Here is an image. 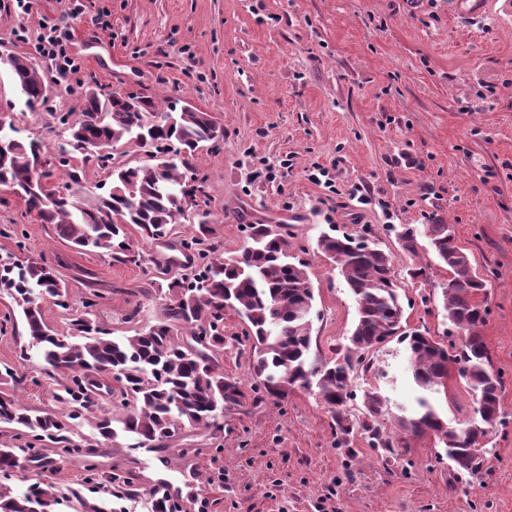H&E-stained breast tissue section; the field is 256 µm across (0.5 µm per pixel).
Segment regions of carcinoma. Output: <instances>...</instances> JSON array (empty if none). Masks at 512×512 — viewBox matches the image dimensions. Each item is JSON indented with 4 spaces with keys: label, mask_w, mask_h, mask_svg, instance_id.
<instances>
[{
    "label": "carcinoma",
    "mask_w": 512,
    "mask_h": 512,
    "mask_svg": "<svg viewBox=\"0 0 512 512\" xmlns=\"http://www.w3.org/2000/svg\"><path fill=\"white\" fill-rule=\"evenodd\" d=\"M14 71L22 78L20 93L26 104L45 99L47 88L31 59L15 57ZM57 120L66 145L80 152L86 162L101 150L112 156V146L127 140L136 143L152 163L112 170L108 194L91 206L80 207L71 196L51 190L48 180L61 175L78 185L82 169L70 161L38 164L35 155L42 148L16 139L7 156L0 158V186L20 195L29 210L37 212L44 223L55 225L58 235L77 249L105 251L124 264L141 260L128 241L127 227L135 226L146 241H168L172 225L179 222L198 191L197 186L187 184L183 170L192 167L204 144L224 136V129L216 126L208 112H182L176 101L164 111L146 94L130 103L116 91L103 95L93 88L86 91L85 109L78 121L70 122L66 113ZM247 230V244L228 258L198 252V245L211 232L203 222L193 236L176 243L178 250L197 257L203 271L170 282L158 322L123 338L109 337L88 313L73 320L78 340L54 333L39 305L48 296L67 307L53 268L30 261L15 272L0 263V285L13 290L21 301L30 343L39 350L42 368L62 379V400L69 407L63 418L36 415L3 394L0 422L27 428L34 432V440L78 455L81 449L67 435L66 419L83 416L96 387L94 376L108 373L120 382L115 402L126 412L119 417L107 412L98 416L99 434L113 438L122 431L133 436L140 448L163 447L185 429L209 428L228 408L245 407L253 394L280 396L295 386L314 384L331 413L336 447L356 453L352 443L358 435L380 454L394 455L395 441L385 422L386 399L377 389L364 390L361 416L353 419L347 414V403L354 398L352 375L372 371L369 353L381 337L388 336L407 343L419 388L433 391L444 385L451 362L474 399L473 416L451 425L421 395L414 414L396 418L395 427L407 436L434 437L454 479L478 478L495 448L490 440L476 455L470 448L487 436L485 428L503 425V381L492 368L480 332L487 315V280L473 267L451 226L433 217L421 229L405 225L396 230L401 250L412 259L407 276L421 282L429 279L430 265L415 262L421 238L448 271V279L438 288L449 328L460 335V342L451 345V356H446L440 341L418 330H403L392 255L364 235L323 233L317 249L334 263L352 293L356 319L346 343L336 345L334 358L321 363L309 358L314 304L309 262L294 252L286 225L249 224ZM226 308L236 311L251 329L253 382L248 388L225 375L215 359L224 350ZM203 324L208 327L205 345L195 342ZM35 455L31 445L0 448V472L7 476L22 470ZM55 504L56 494L47 488L35 484L15 494L0 483V512H53Z\"/></svg>",
    "instance_id": "cac0c4a2"
}]
</instances>
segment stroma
<instances>
[{
  "label": "stroma",
  "mask_w": 512,
  "mask_h": 512,
  "mask_svg": "<svg viewBox=\"0 0 512 512\" xmlns=\"http://www.w3.org/2000/svg\"><path fill=\"white\" fill-rule=\"evenodd\" d=\"M80 15L66 0H0V55L35 59L49 90L46 104L27 106L8 69L0 68V104L18 139L55 151L63 135L54 116L81 115L84 91L141 90L159 105L189 99L224 128L193 167L205 193L172 228L189 237L199 222L229 256L246 243L247 225L291 224L294 247L308 252L315 302L312 358H330L355 321V303L336 269L317 251L322 231L360 234L395 257L408 327L443 336L437 282L444 267L431 265V283L404 276L408 262L394 229L424 224L433 213L452 224L459 244L488 281V315L482 328L494 370L503 375L501 410L506 424L493 438L489 470L472 485L457 483L438 460L434 438L412 437L397 456L384 457L356 442V456L335 446L331 416L314 391L262 396L226 411L218 427L183 431L167 448H136L125 434L100 437L94 414L75 426L73 442L91 449L100 475H119L122 492L84 481L81 459L59 460L46 446L25 474H12L13 491L50 483L56 512H90L101 504L125 512H151L166 488L180 512H512V12L490 0L481 24L451 15L447 0H82ZM67 23V49L79 69L60 77L34 44L43 26ZM494 97L480 99L483 85ZM328 167L335 192L308 179L313 166ZM372 189L371 204L354 200L355 187ZM130 242L144 262L76 251L43 223L25 201L0 189V257L46 260L67 289V304L41 303L45 321L71 335V313L90 289L94 311L113 336H129L160 314L161 288L184 277L168 266L164 244L137 231ZM136 321L125 316L134 306ZM245 320L224 312L226 375L250 379ZM375 371L355 374L349 413L362 411L365 389L378 388L390 415L414 404L417 388L403 344L390 340L372 352ZM22 311L0 287V369L13 368V391L32 409L59 410V386L39 369ZM437 409L455 422L472 410L458 376L432 393ZM56 458L54 469L45 458ZM191 486L180 496L178 483Z\"/></svg>",
  "instance_id": "35a3bbf8"
}]
</instances>
